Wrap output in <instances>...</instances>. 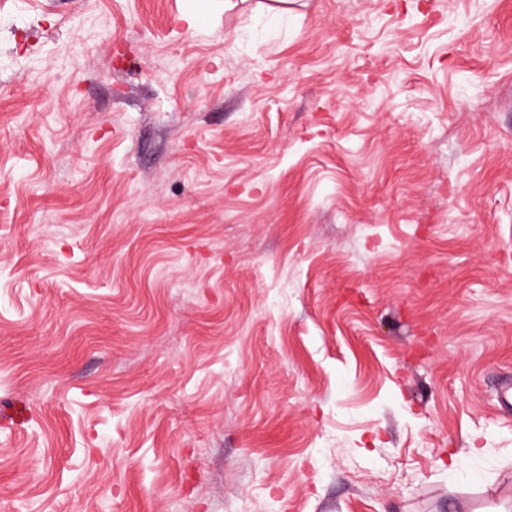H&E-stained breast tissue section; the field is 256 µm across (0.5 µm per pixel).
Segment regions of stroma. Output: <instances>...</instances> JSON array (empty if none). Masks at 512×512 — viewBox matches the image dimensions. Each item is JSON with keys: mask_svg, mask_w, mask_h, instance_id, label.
Instances as JSON below:
<instances>
[{"mask_svg": "<svg viewBox=\"0 0 512 512\" xmlns=\"http://www.w3.org/2000/svg\"><path fill=\"white\" fill-rule=\"evenodd\" d=\"M278 5L0 0V512H512V0Z\"/></svg>", "mask_w": 512, "mask_h": 512, "instance_id": "obj_1", "label": "stroma"}]
</instances>
